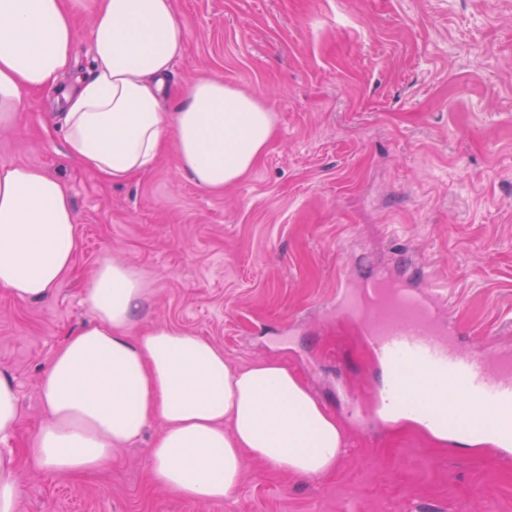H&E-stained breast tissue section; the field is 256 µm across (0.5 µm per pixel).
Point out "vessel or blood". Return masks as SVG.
Here are the masks:
<instances>
[{"instance_id": "vessel-or-blood-1", "label": "vessel or blood", "mask_w": 512, "mask_h": 512, "mask_svg": "<svg viewBox=\"0 0 512 512\" xmlns=\"http://www.w3.org/2000/svg\"><path fill=\"white\" fill-rule=\"evenodd\" d=\"M338 314L361 329L386 372L385 385L371 393L378 408L434 417L443 410L439 391L450 389L501 411L512 410V360L501 359L492 367L483 351L460 350L454 342L456 322L441 316L428 291L404 283L389 290L383 278H370L355 293H341ZM416 381L430 383L436 396L417 400L411 391Z\"/></svg>"}]
</instances>
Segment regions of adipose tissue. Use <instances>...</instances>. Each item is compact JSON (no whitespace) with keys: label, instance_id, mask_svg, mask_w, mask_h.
Here are the masks:
<instances>
[{"label":"adipose tissue","instance_id":"adipose-tissue-1","mask_svg":"<svg viewBox=\"0 0 512 512\" xmlns=\"http://www.w3.org/2000/svg\"><path fill=\"white\" fill-rule=\"evenodd\" d=\"M78 13L94 25L90 74L61 93L60 130L75 162L121 182L169 148L177 169L212 193L254 168L275 133L266 102L220 79L165 100L186 42L173 0H0V126L17 121L26 93L72 69ZM77 249L67 185L1 165L0 289L21 301L48 297ZM149 294L132 266L106 258L90 272L92 322L57 348L40 382L33 463L64 476L96 472L158 420L152 481L179 498L223 500L249 458L302 477L335 470L346 432L294 371L276 360L233 366L208 339L166 325L137 335ZM469 411L472 430L458 441L502 445L501 413L475 403Z\"/></svg>","mask_w":512,"mask_h":512}]
</instances>
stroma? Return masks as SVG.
I'll list each match as a JSON object with an SVG mask.
<instances>
[{
  "mask_svg": "<svg viewBox=\"0 0 512 512\" xmlns=\"http://www.w3.org/2000/svg\"><path fill=\"white\" fill-rule=\"evenodd\" d=\"M186 30L170 97L201 77L263 99L276 133L223 193L197 187L172 153L122 183L68 156L53 127L58 86L90 66V14L77 15L74 66L26 94L0 127V164L64 181L80 233L74 269L46 299L0 291V370L20 402L23 452L42 419L39 382L89 320L87 277L105 257L150 282L138 332L162 323L221 347L234 365L278 359L345 427L336 469L296 477L246 461L221 501L155 486L161 430L115 451L98 473L23 464L18 512H512V453L437 442L378 422L385 374L334 315L342 276L391 268L440 288L458 346L512 353V0H174Z\"/></svg>",
  "mask_w": 512,
  "mask_h": 512,
  "instance_id": "obj_1",
  "label": "stroma"
}]
</instances>
